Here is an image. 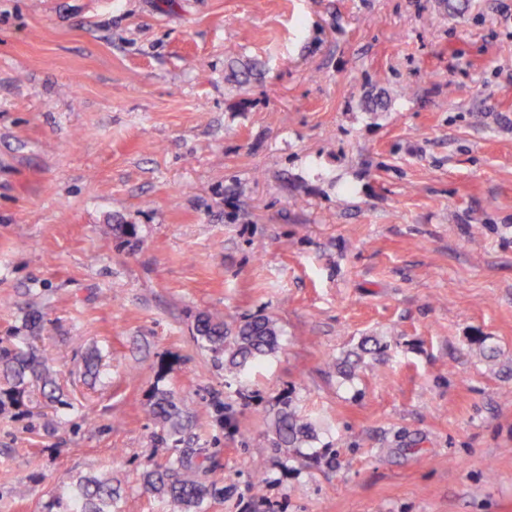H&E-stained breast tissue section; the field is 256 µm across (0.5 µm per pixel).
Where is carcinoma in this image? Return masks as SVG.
<instances>
[{"label": "carcinoma", "instance_id": "carcinoma-1", "mask_svg": "<svg viewBox=\"0 0 512 512\" xmlns=\"http://www.w3.org/2000/svg\"><path fill=\"white\" fill-rule=\"evenodd\" d=\"M197 344L224 360V371L231 376L248 372L259 360L272 353L279 345L281 329L277 320L269 315H255L230 329L224 321L202 313L196 320ZM384 345L375 336L363 339L358 348L336 362L339 374L350 377L364 356H379ZM54 357L45 349L36 355L19 344L0 339V416L9 413L24 397L29 380L36 377L48 389L45 396L55 399L56 386L52 378ZM148 415L160 427L165 439L172 445V455L164 468H150L144 473L147 491L165 497L177 505L181 512H201L205 499L224 489L207 487L197 479L203 468L192 448H183L184 436L192 423L184 415L181 403L166 391L155 395L147 409ZM274 443L279 448H307L316 439L312 422L304 419L288 396L279 400V408L269 422ZM119 497L107 473L84 476L74 483L73 512H112Z\"/></svg>", "mask_w": 512, "mask_h": 512}]
</instances>
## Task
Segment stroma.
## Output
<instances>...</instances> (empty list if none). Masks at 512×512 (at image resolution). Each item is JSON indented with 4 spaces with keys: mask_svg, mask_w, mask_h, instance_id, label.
<instances>
[{
    "mask_svg": "<svg viewBox=\"0 0 512 512\" xmlns=\"http://www.w3.org/2000/svg\"><path fill=\"white\" fill-rule=\"evenodd\" d=\"M201 312L280 347L227 377ZM0 338L53 349L63 398L0 417V512L102 469L117 512H178L144 488L159 391L203 512H512V0H0ZM284 394L311 447L272 446ZM384 345L375 336H368L358 346L357 350L350 351L342 359L336 362L339 374L345 377L354 375L356 369L363 361L365 355L379 356L383 352Z\"/></svg>",
    "mask_w": 512,
    "mask_h": 512,
    "instance_id": "35a3bbf8",
    "label": "stroma"
}]
</instances>
